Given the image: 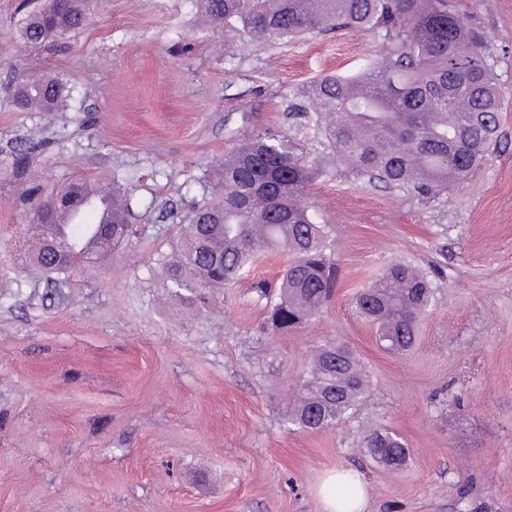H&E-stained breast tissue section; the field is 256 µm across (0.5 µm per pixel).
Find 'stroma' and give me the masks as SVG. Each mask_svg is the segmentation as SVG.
I'll return each instance as SVG.
<instances>
[{
	"label": "stroma",
	"mask_w": 512,
	"mask_h": 512,
	"mask_svg": "<svg viewBox=\"0 0 512 512\" xmlns=\"http://www.w3.org/2000/svg\"><path fill=\"white\" fill-rule=\"evenodd\" d=\"M38 0H0V512H322L324 474L357 470L366 512H512V0H450L487 37L502 94L501 143L463 184L429 198L347 171L310 191L329 225L336 290L301 327H266L258 255L197 315L163 286L179 218L239 140L288 131L293 92L360 72L383 49L357 32L259 39L198 22L197 0H101L57 43H24ZM64 86L57 121L22 112L14 87ZM30 151L45 191L116 180L132 233L58 290L30 281L18 245L28 215L8 159ZM433 299L414 346L387 351L354 299L392 261ZM349 345L369 387L338 425L288 419L318 345ZM409 450L394 469L372 431ZM365 445L369 455L375 461L377 459L376 456H380L385 460L386 455L390 453L396 454L401 464H398V459L386 461L387 464L393 468L402 467L405 464V462H402L405 461L406 456H408V450L404 441L392 432L377 430L367 437Z\"/></svg>",
	"instance_id": "stroma-1"
}]
</instances>
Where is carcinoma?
<instances>
[{
    "label": "carcinoma",
    "instance_id": "carcinoma-1",
    "mask_svg": "<svg viewBox=\"0 0 512 512\" xmlns=\"http://www.w3.org/2000/svg\"><path fill=\"white\" fill-rule=\"evenodd\" d=\"M205 16L241 26L259 38H299L353 30L379 37L385 52L356 77L324 78L304 91L313 111L293 103L297 122L287 133L265 129L224 155L209 199L184 217V240L164 256L163 287L192 310L246 273L256 255L279 248L291 254L279 300L269 322L288 330L318 314L333 292L336 255L328 250L330 230L317 224L307 203L315 182L339 168L369 185L436 194L462 184L500 144L501 94L482 53L485 36L448 8V0H201ZM98 0H43L21 19L31 46L53 43L81 28ZM21 111L54 120L65 111L63 86L43 77L19 84L13 93ZM28 151L10 163L15 178L28 169ZM95 179L73 178L58 194L90 201ZM118 207L112 222L81 220L60 231L48 200L33 198L27 231L49 229L64 255L34 256L46 279L63 281L85 262L100 260L129 232L128 202L112 191ZM432 290L405 262L389 265L356 298L359 313L377 327L385 349L412 348L419 319ZM366 375L353 351L328 341L318 347L303 393L289 421L302 428L332 427L365 394ZM365 445L371 457L390 453L403 462L408 450L392 432L377 430Z\"/></svg>",
    "mask_w": 512,
    "mask_h": 512
}]
</instances>
